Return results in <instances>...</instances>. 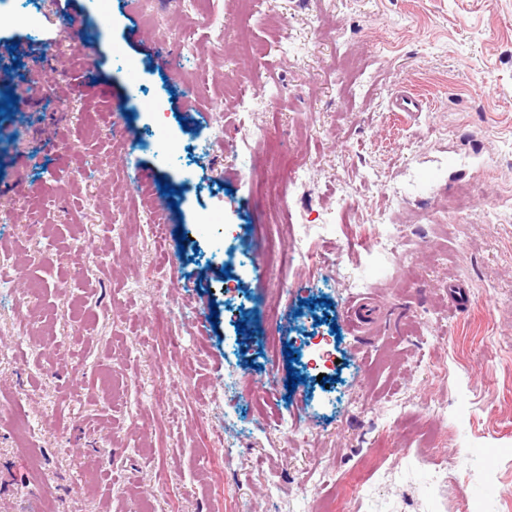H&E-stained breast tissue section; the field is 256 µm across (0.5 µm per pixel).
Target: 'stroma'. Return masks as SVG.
<instances>
[{"label": "stroma", "mask_w": 512, "mask_h": 512, "mask_svg": "<svg viewBox=\"0 0 512 512\" xmlns=\"http://www.w3.org/2000/svg\"><path fill=\"white\" fill-rule=\"evenodd\" d=\"M154 11L39 0L35 35L0 25L22 105L0 113V512H512V0ZM400 90L424 111H390ZM138 92L176 153L114 146L154 124ZM290 163L285 226L259 185Z\"/></svg>", "instance_id": "1"}]
</instances>
